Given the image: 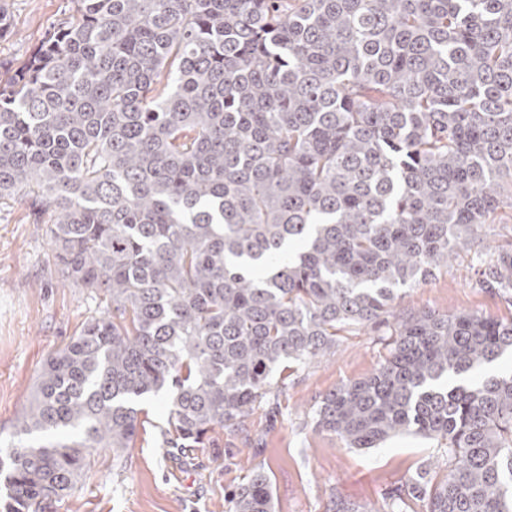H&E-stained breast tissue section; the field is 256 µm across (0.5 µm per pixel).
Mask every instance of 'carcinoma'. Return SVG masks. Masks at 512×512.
Listing matches in <instances>:
<instances>
[{
  "label": "carcinoma",
  "instance_id": "obj_1",
  "mask_svg": "<svg viewBox=\"0 0 512 512\" xmlns=\"http://www.w3.org/2000/svg\"><path fill=\"white\" fill-rule=\"evenodd\" d=\"M0 74V200L29 197L65 279L111 309L45 362L0 448V512H56L162 393L168 448L275 404L287 372L385 326L326 393L344 447L437 441L391 496L512 512V317L395 310L462 253L512 307V0H71ZM230 512H273L254 467ZM481 238L511 240L512 239V206L504 205L496 213L492 224H485L479 231Z\"/></svg>",
  "mask_w": 512,
  "mask_h": 512
}]
</instances>
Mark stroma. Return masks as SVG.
I'll return each instance as SVG.
<instances>
[{
	"label": "stroma",
	"instance_id": "obj_1",
	"mask_svg": "<svg viewBox=\"0 0 512 512\" xmlns=\"http://www.w3.org/2000/svg\"><path fill=\"white\" fill-rule=\"evenodd\" d=\"M11 30L0 35V66L25 61L47 26L70 16L69 0H7ZM398 309L477 313L507 318L512 310L479 286L471 258L441 269L397 300ZM99 293L63 282L47 227L31 223L26 201L0 205V446L12 438L42 366L107 312ZM386 330L342 338L334 351L298 369L276 406L256 408L244 429H215L205 447L180 457L162 446L168 427L164 397L148 399L122 465L111 451L95 455L57 512H230L229 500L252 467L273 483L274 512H326L330 497L361 512H385L391 492L420 465L433 464L435 441L403 434L370 449H348L316 430L317 401L337 386L371 374L384 353Z\"/></svg>",
	"mask_w": 512,
	"mask_h": 512
}]
</instances>
